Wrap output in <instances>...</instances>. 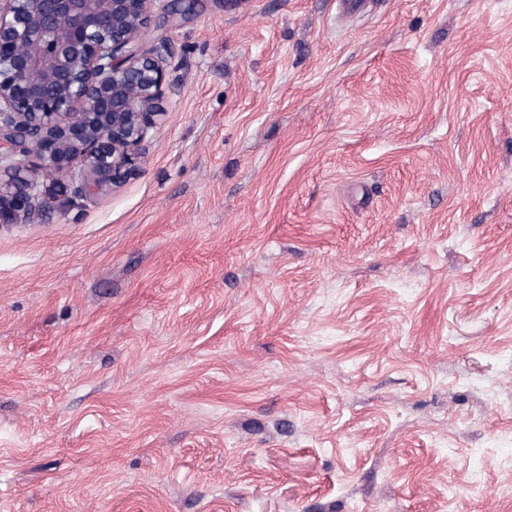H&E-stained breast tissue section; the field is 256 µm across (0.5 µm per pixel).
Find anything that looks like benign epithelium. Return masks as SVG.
<instances>
[{"mask_svg": "<svg viewBox=\"0 0 512 512\" xmlns=\"http://www.w3.org/2000/svg\"><path fill=\"white\" fill-rule=\"evenodd\" d=\"M153 0H0V223L31 220L138 168L168 86L139 37ZM66 174L48 183L37 171Z\"/></svg>", "mask_w": 512, "mask_h": 512, "instance_id": "obj_1", "label": "benign epithelium"}]
</instances>
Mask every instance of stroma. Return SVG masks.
Listing matches in <instances>:
<instances>
[{"label":"stroma","mask_w":512,"mask_h":512,"mask_svg":"<svg viewBox=\"0 0 512 512\" xmlns=\"http://www.w3.org/2000/svg\"><path fill=\"white\" fill-rule=\"evenodd\" d=\"M138 170L0 224V512H512V0H156Z\"/></svg>","instance_id":"obj_1"}]
</instances>
